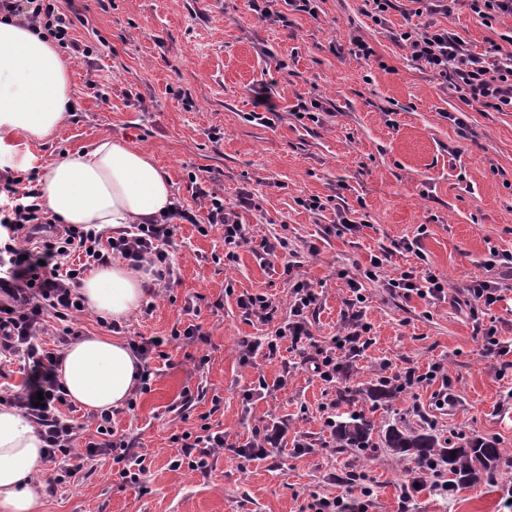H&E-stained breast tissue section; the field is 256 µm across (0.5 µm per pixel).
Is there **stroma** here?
<instances>
[{"instance_id": "1", "label": "stroma", "mask_w": 512, "mask_h": 512, "mask_svg": "<svg viewBox=\"0 0 512 512\" xmlns=\"http://www.w3.org/2000/svg\"><path fill=\"white\" fill-rule=\"evenodd\" d=\"M85 5L88 22L75 35L92 53L69 62L75 110L34 147L36 167L105 136L123 139L152 154L181 204L194 203L188 172L219 179L225 206L242 223L259 237L287 235L299 257L288 273L282 261L261 262L243 246L225 263L221 233L180 225L170 249L177 284L151 315L135 311L124 326L130 338L190 324L201 334L170 347L135 410L117 409L112 418L143 456L149 490L121 485L118 464L101 456L84 480L48 490L43 512H309L316 496H342L365 512H398L417 465L382 448L336 451L326 421L353 412L379 425L400 417L411 427L424 415L444 432L512 449V367L481 347L489 327L512 342V280H503L500 301L481 321L452 302L469 280L491 278L493 252H512V111L466 104L411 61L397 39L431 22L490 62L512 52L505 40L512 17L482 19L470 0H453L449 14L432 17L418 15L415 0H398L381 26L367 0H320L317 16L292 11L284 26L265 21L246 0ZM358 37L376 59L357 55ZM268 82L277 109L264 125L251 117V90ZM302 108L316 120L298 118ZM244 192L252 199L246 208L238 202ZM313 196L323 210L304 207ZM342 211L360 231L339 224ZM413 237L418 250L401 249ZM312 243L317 253H309ZM375 255L387 277L411 271L447 280L448 299L404 297L368 281L364 303L354 304L347 280ZM294 280L319 295L315 343L340 335L355 310L371 325L369 344L347 359L335 383L314 377L285 347L273 357L239 359L242 339L271 335L287 318ZM256 291L277 304L273 321L245 320L237 300ZM435 365L447 380L406 389L386 404L359 397ZM259 375L286 384L248 396ZM282 420L288 431L270 458L236 454L254 430ZM205 422L223 431L225 450L211 457L207 473L171 470L180 453L173 435L199 432ZM298 442L308 452L295 453ZM354 473L365 475L372 497L350 486ZM511 487V467L495 481L457 486L449 498L425 486L414 495V512H512Z\"/></svg>"}]
</instances>
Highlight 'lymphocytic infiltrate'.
I'll use <instances>...</instances> for the list:
<instances>
[{"label": "lymphocytic infiltrate", "mask_w": 512, "mask_h": 512, "mask_svg": "<svg viewBox=\"0 0 512 512\" xmlns=\"http://www.w3.org/2000/svg\"><path fill=\"white\" fill-rule=\"evenodd\" d=\"M79 9L74 0L66 7L52 0H0V20L27 23L33 34L51 38L70 57L81 58L88 48L73 35L74 18ZM412 61L429 69L443 82L464 92L465 101L496 111L512 108V54H506L493 66L469 53L463 43L447 29L425 24L399 36ZM35 175L19 177L7 167L0 168V230L6 240L0 244V358L16 361L26 368L28 381L22 390L0 388V405L24 411L39 429L46 444L45 462L53 466L52 482L56 485L77 482L91 461L99 456H112L121 463L123 484L145 488L147 468L143 457L132 455L126 436L112 429L108 412L91 414L96 440L84 441L85 424L68 413V395L55 374L64 346L81 334L80 318L88 313L80 292L85 271L103 267L118 258L130 266L148 272L150 297L145 309L153 311L158 289H169L177 281L176 268L168 247L180 223L196 225L200 234L217 230L224 236L226 259H234L236 248L257 243V256L262 260L290 259L296 252L287 237L275 235L254 238L249 225L241 223L235 212L224 206V190L217 182L198 185L194 198L197 209L174 203L160 221L133 224L116 235L104 236L94 228L60 225L48 217L40 202ZM382 282L403 296L441 299L445 283L435 275L417 280L410 272L396 278H384L383 261L371 257L362 279H349L348 285L357 302H364L362 280ZM318 295L310 284L293 282L288 290L287 321L281 323L273 336L264 340L246 339L239 346L241 361H249L258 351L276 355L282 342L299 348L311 339L308 319ZM371 327L360 313H353L342 335L331 343L316 347L309 361L316 375L332 383L345 359L358 355L366 347ZM198 325L173 329L169 336L131 340L130 346L142 361L140 390H149L157 375L155 360L166 359L168 345L199 335ZM182 452L171 463L172 470L188 469L203 472L215 451L224 447L223 432H206L194 436L183 432L177 437Z\"/></svg>", "instance_id": "1"}]
</instances>
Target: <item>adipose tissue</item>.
Listing matches in <instances>:
<instances>
[{"label": "adipose tissue", "instance_id": "1", "mask_svg": "<svg viewBox=\"0 0 512 512\" xmlns=\"http://www.w3.org/2000/svg\"><path fill=\"white\" fill-rule=\"evenodd\" d=\"M71 70L55 44L25 24L0 22V165L32 169L31 145L51 135L71 106ZM41 202L65 224L115 229L158 218L173 202L169 179L149 152L104 137L42 169ZM142 271L115 260L86 278L81 293L103 317L122 321L144 299ZM141 362L127 342L88 335L70 344L57 367L72 401L94 412L124 406ZM44 442L19 409L0 406V512H41L44 488L34 475Z\"/></svg>", "mask_w": 512, "mask_h": 512}]
</instances>
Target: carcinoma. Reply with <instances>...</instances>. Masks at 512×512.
I'll list each match as a JSON object with an SVG mask.
<instances>
[{"mask_svg": "<svg viewBox=\"0 0 512 512\" xmlns=\"http://www.w3.org/2000/svg\"><path fill=\"white\" fill-rule=\"evenodd\" d=\"M403 391L399 385L382 384L367 392L370 399H391ZM335 443L338 448H385L399 458H411L419 465L434 462L448 473V481L477 482L493 480L502 463L504 450L494 440L485 438L462 439L455 435L443 438L422 427L409 429L390 425L375 430L372 420L362 413L336 422Z\"/></svg>", "mask_w": 512, "mask_h": 512, "instance_id": "obj_1", "label": "carcinoma"}]
</instances>
